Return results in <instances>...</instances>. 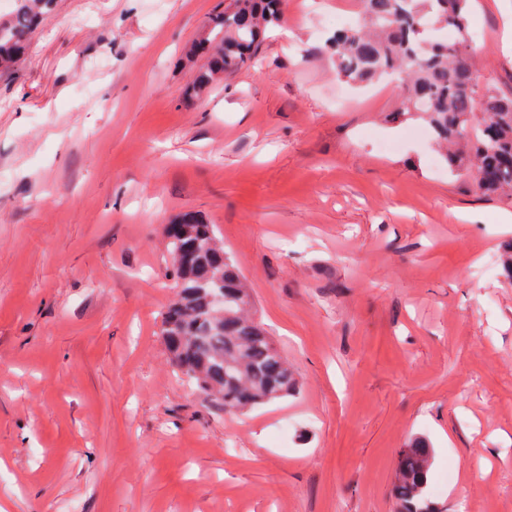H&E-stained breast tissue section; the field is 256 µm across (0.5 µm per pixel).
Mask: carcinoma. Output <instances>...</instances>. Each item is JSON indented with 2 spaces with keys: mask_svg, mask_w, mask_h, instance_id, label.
<instances>
[{
  "mask_svg": "<svg viewBox=\"0 0 512 512\" xmlns=\"http://www.w3.org/2000/svg\"><path fill=\"white\" fill-rule=\"evenodd\" d=\"M0 20V73L24 54L41 16L54 0H13ZM364 24L331 41L336 72L367 83L394 72L404 86L396 116L422 114L429 132L452 147L448 170L478 194L512 199V96L478 81L466 48L472 0H359ZM283 0H233L210 19L221 37L211 74H232L254 60L263 31L277 22ZM176 293L161 335L172 362L191 387L226 411H249L288 397L295 374L264 329L247 316L251 298L233 259L210 224L187 218L166 229ZM433 450L422 440L401 449L393 492L399 512H441L429 481Z\"/></svg>",
  "mask_w": 512,
  "mask_h": 512,
  "instance_id": "carcinoma-1",
  "label": "carcinoma"
}]
</instances>
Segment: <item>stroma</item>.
<instances>
[{"instance_id": "1", "label": "stroma", "mask_w": 512, "mask_h": 512, "mask_svg": "<svg viewBox=\"0 0 512 512\" xmlns=\"http://www.w3.org/2000/svg\"><path fill=\"white\" fill-rule=\"evenodd\" d=\"M231 0H57L0 76V507L397 512L435 450L443 512H512V201L392 120L396 78H336L328 13L287 0L256 60L194 91ZM479 88L512 96V0H474ZM289 35H282V28ZM384 141L400 142L384 154ZM213 225L294 368L230 413L160 335L164 227ZM432 460L433 450L423 440L401 449L393 483L400 512H441L429 481Z\"/></svg>"}]
</instances>
